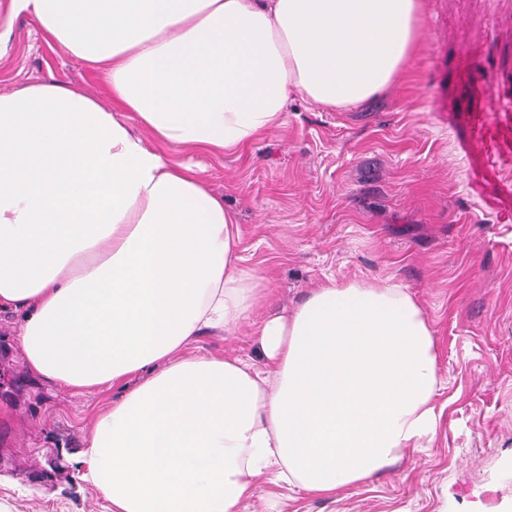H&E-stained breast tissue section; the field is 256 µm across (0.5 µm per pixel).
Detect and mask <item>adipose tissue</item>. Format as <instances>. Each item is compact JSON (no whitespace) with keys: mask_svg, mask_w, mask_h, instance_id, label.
Returning a JSON list of instances; mask_svg holds the SVG:
<instances>
[{"mask_svg":"<svg viewBox=\"0 0 512 512\" xmlns=\"http://www.w3.org/2000/svg\"><path fill=\"white\" fill-rule=\"evenodd\" d=\"M103 71L0 93V308L30 372L116 391L74 462L112 512H241L258 484L322 499L433 441L428 320L391 279L326 282L291 313L183 149L228 154L298 95L346 109L422 46L420 0H10ZM251 321L263 360L200 353Z\"/></svg>","mask_w":512,"mask_h":512,"instance_id":"adipose-tissue-1","label":"adipose tissue"}]
</instances>
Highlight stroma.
I'll use <instances>...</instances> for the list:
<instances>
[{"mask_svg":"<svg viewBox=\"0 0 512 512\" xmlns=\"http://www.w3.org/2000/svg\"><path fill=\"white\" fill-rule=\"evenodd\" d=\"M422 5V49L385 91L336 112L293 97L246 152L191 156L271 283L262 315L329 275L391 279L429 320L445 384L430 448L329 500L259 485L249 512H512V0ZM53 80L111 102L103 72L19 13L0 93ZM20 320L0 310V512H109L68 456L111 397L31 376Z\"/></svg>","mask_w":512,"mask_h":512,"instance_id":"35a3bbf8","label":"stroma"}]
</instances>
